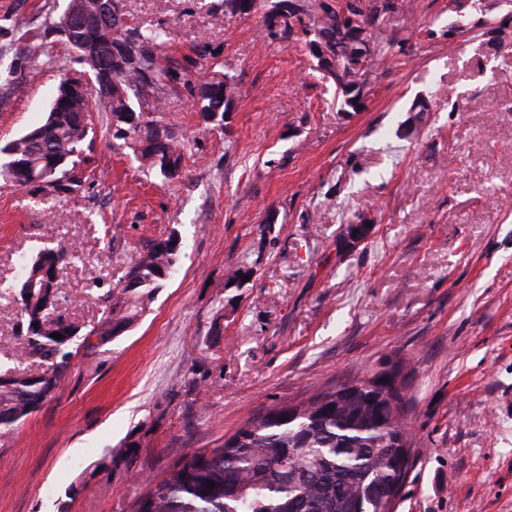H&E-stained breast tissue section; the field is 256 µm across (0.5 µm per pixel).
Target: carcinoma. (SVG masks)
<instances>
[{"label":"carcinoma","mask_w":512,"mask_h":512,"mask_svg":"<svg viewBox=\"0 0 512 512\" xmlns=\"http://www.w3.org/2000/svg\"><path fill=\"white\" fill-rule=\"evenodd\" d=\"M68 8L82 15L84 27L73 46L84 72L93 73L95 95L82 78L60 81L45 120L0 147V181L33 191H80L88 177L82 165V144L88 136L90 101L109 114L115 140L134 146L141 161L157 166L168 158L172 178L182 167L181 141L155 115L168 109L164 89L178 73L160 65L166 41L158 31L131 26L121 0H69ZM307 15L305 32L337 62L331 74L347 99L358 104L354 91L369 79L356 39L366 22L364 11L351 3L337 13L326 5ZM34 67L52 62L43 42L23 47ZM236 94L234 83L221 73L200 84L195 107L206 120L224 117ZM144 101L140 110L131 97ZM67 254L43 248L25 266L16 301L25 324L21 357L45 366L43 374L0 385V434L37 411L54 392L67 366L71 342L80 328L58 311L56 270ZM178 245L168 238L141 254L125 280L106 293L110 312L105 325L93 330L104 343L126 329L172 272ZM38 326H33V323ZM58 332L62 338L51 334ZM404 418V399L379 400L369 380L355 381L344 398L336 390L321 392L299 405H285L247 423L218 448L190 450L163 479L139 499L136 512H389L381 493L404 482L411 458ZM214 488H207L208 482Z\"/></svg>","instance_id":"1"}]
</instances>
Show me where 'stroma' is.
<instances>
[{
    "instance_id": "stroma-1",
    "label": "stroma",
    "mask_w": 512,
    "mask_h": 512,
    "mask_svg": "<svg viewBox=\"0 0 512 512\" xmlns=\"http://www.w3.org/2000/svg\"><path fill=\"white\" fill-rule=\"evenodd\" d=\"M311 2L123 0L172 38L180 175L114 147L94 111L81 192L0 186L1 364L23 347L18 257L67 248L60 311L86 333L141 252L179 243L142 316L74 340L52 397L0 436V512H134L186 449L398 366L413 462L395 512H512V0H358L392 48L354 109L295 27ZM67 4L0 0V146L82 70L51 29ZM27 34L52 64L29 65ZM215 72L237 94L207 131L191 89Z\"/></svg>"
}]
</instances>
